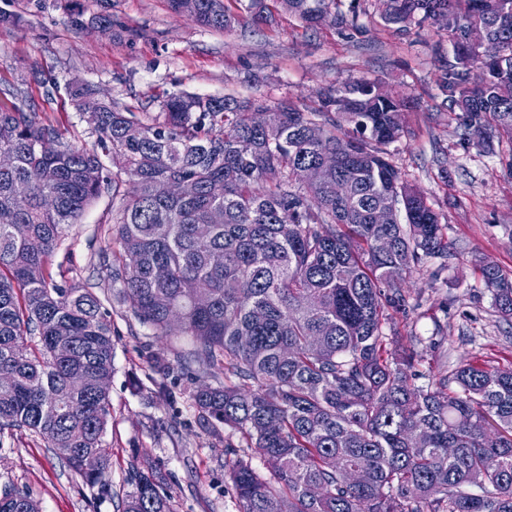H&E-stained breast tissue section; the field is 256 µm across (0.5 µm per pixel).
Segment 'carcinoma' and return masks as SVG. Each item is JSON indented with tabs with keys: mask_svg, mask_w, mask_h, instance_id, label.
<instances>
[{
	"mask_svg": "<svg viewBox=\"0 0 512 512\" xmlns=\"http://www.w3.org/2000/svg\"><path fill=\"white\" fill-rule=\"evenodd\" d=\"M309 25L357 28L360 0H279ZM215 30L231 26L224 0H168ZM400 31L426 23L451 32L442 104L463 138L512 144V0H378ZM474 24L498 52L467 43ZM97 133L94 148L61 142L38 112L0 106V430L24 429L112 500V324L90 288L54 280L48 265L68 229L104 186L130 195L112 218L118 248L104 258L139 321L160 337L187 336L183 357L227 371L191 398L204 421L240 432L267 462L260 476L227 463L239 512H512V366L467 363L415 384L409 337L385 328L406 313L398 282L430 258H448L438 214L400 180L388 146L406 132L412 100L378 80L338 82L319 109L288 102L170 93L161 121H143L74 92ZM58 141L43 154L38 143ZM126 165L103 175L102 158ZM336 156L344 193L320 174ZM311 171L292 188L295 171ZM183 182V195L168 193ZM19 182L28 193H15ZM289 224L288 236L280 225ZM38 242L33 247L32 242ZM221 253L224 264L212 256ZM493 305L512 318V273L480 268ZM80 374L86 386L70 380ZM119 512H174L160 472L131 464ZM0 512H40L28 493L0 491Z\"/></svg>",
	"mask_w": 512,
	"mask_h": 512,
	"instance_id": "obj_1",
	"label": "carcinoma"
}]
</instances>
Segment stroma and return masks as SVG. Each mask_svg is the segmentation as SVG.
I'll return each mask as SVG.
<instances>
[{"mask_svg": "<svg viewBox=\"0 0 512 512\" xmlns=\"http://www.w3.org/2000/svg\"><path fill=\"white\" fill-rule=\"evenodd\" d=\"M266 3L268 18L261 22L228 0L238 22L223 32L173 13L167 0H0V14L13 18L0 23V103L26 90L27 105L67 143L89 149L97 135L69 96L79 86L145 120L158 117L166 94L178 91L314 109L332 83L378 79L415 97L407 132L388 151L402 180L423 193L445 224L450 256L401 281L410 309L393 314L391 327L400 336L430 337L414 365L419 373L469 362L512 366V319L496 312L478 271L489 261L512 272V171L499 155L464 141L460 116L441 105L436 73L452 51L447 28L396 31L376 0H360L354 30L311 26L278 0ZM100 14L111 16L110 30L93 24ZM118 205L103 190L68 230L50 267L54 278L93 288L112 321L111 418L104 435L112 490L128 491V471L138 460L165 476L174 512H238L226 461L243 458L263 476L268 467L237 431L200 425L182 393L187 367L176 359L190 339L160 340L120 289L106 287L100 262L112 252ZM159 356L172 362L160 377L153 371ZM7 485L39 501L41 512H117L24 430L0 431V488Z\"/></svg>", "mask_w": 512, "mask_h": 512, "instance_id": "1", "label": "stroma"}]
</instances>
